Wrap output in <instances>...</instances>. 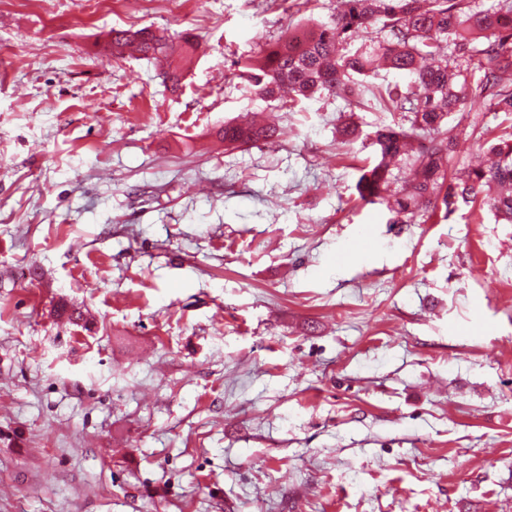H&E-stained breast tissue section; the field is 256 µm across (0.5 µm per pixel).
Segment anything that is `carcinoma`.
<instances>
[{"instance_id":"1","label":"carcinoma","mask_w":512,"mask_h":512,"mask_svg":"<svg viewBox=\"0 0 512 512\" xmlns=\"http://www.w3.org/2000/svg\"><path fill=\"white\" fill-rule=\"evenodd\" d=\"M512 0L485 9L475 0H339L328 24L306 25L247 59L249 78L262 100L309 99L327 92L354 109L373 100L400 121L373 131L377 160L364 168L355 189L360 199L386 207L390 224L416 218L443 221L459 204L487 209L496 222L512 224V193L479 198L484 187H512ZM107 47L120 55L133 47L162 66L175 88L182 76L175 60L188 61L198 47L189 37L178 46L149 27L112 30ZM406 73L413 87L376 84L377 65ZM480 105L503 115L487 141L493 160L462 177L448 179L460 137L481 139L476 126L450 125L452 114ZM276 130L248 122L224 125L231 147L269 141Z\"/></svg>"}]
</instances>
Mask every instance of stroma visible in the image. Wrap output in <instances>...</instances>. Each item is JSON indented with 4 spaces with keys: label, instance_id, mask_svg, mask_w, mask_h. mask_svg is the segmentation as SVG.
<instances>
[{
    "label": "stroma",
    "instance_id": "35a3bbf8",
    "mask_svg": "<svg viewBox=\"0 0 512 512\" xmlns=\"http://www.w3.org/2000/svg\"><path fill=\"white\" fill-rule=\"evenodd\" d=\"M335 10L0 0V512H512V224L389 223L393 113L242 72ZM145 26L196 36L178 92L104 55ZM276 130L268 126H257L248 122L224 125V144L231 147L269 141L275 137Z\"/></svg>",
    "mask_w": 512,
    "mask_h": 512
}]
</instances>
